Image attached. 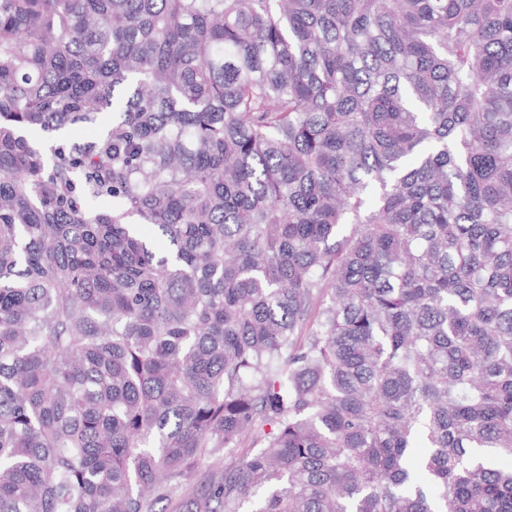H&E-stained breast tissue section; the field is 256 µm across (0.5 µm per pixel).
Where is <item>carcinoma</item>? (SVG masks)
I'll use <instances>...</instances> for the list:
<instances>
[{
  "label": "carcinoma",
  "instance_id": "1",
  "mask_svg": "<svg viewBox=\"0 0 512 512\" xmlns=\"http://www.w3.org/2000/svg\"><path fill=\"white\" fill-rule=\"evenodd\" d=\"M244 446L184 512H512V0H0V512ZM112 122V112H104L100 118L98 125L95 128L87 127L83 125H75L71 126L60 133L52 136V137H46L44 139L46 148L49 147L54 138L56 137H62L67 139H72L76 141L85 140L89 137H91L96 131H101L105 127H107Z\"/></svg>",
  "mask_w": 512,
  "mask_h": 512
}]
</instances>
